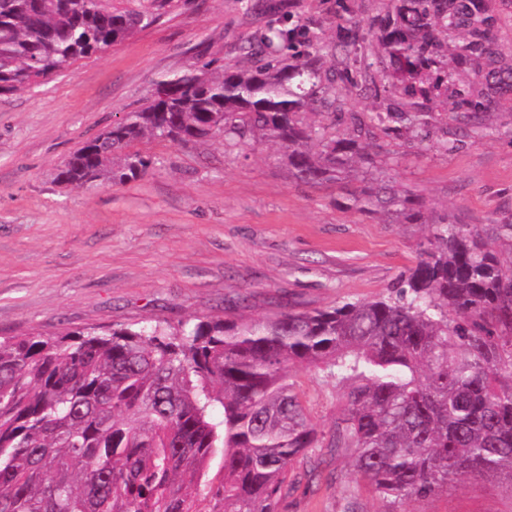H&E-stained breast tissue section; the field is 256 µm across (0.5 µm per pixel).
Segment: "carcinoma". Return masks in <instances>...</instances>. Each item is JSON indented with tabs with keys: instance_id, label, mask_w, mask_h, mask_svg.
Here are the masks:
<instances>
[{
	"instance_id": "1",
	"label": "carcinoma",
	"mask_w": 512,
	"mask_h": 512,
	"mask_svg": "<svg viewBox=\"0 0 512 512\" xmlns=\"http://www.w3.org/2000/svg\"><path fill=\"white\" fill-rule=\"evenodd\" d=\"M173 0H0V95L131 38ZM372 20L408 100L387 116L416 126L455 98L468 122L512 112V58L495 42L497 0H389ZM306 25L270 27L246 61L167 80L112 130L78 148L67 184L125 183L150 160L126 148L148 138L190 142L260 134L285 150L300 182H336L374 155L369 129L325 138L299 115L342 111L344 61ZM356 208L410 223L419 212L394 187L351 194ZM304 364L334 384L328 444L291 381ZM220 407L223 419L213 418ZM348 451L356 478L394 505L465 480L512 488V266L468 224H433L420 260L389 294L263 319L204 317L60 335L0 338V512H201L202 478L223 452L224 486L207 512H280L322 448Z\"/></svg>"
}]
</instances>
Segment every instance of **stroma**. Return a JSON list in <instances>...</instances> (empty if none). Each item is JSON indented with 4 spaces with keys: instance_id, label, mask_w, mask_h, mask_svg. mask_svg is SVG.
<instances>
[{
    "instance_id": "35a3bbf8",
    "label": "stroma",
    "mask_w": 512,
    "mask_h": 512,
    "mask_svg": "<svg viewBox=\"0 0 512 512\" xmlns=\"http://www.w3.org/2000/svg\"><path fill=\"white\" fill-rule=\"evenodd\" d=\"M387 10V0H174L130 39L0 96V337L256 319L371 300L415 266L430 223L448 218L485 229L512 214V112L494 108L464 133L454 112L400 133L374 126L376 168H349L337 184L296 181L283 150L263 137L234 145L219 135L132 143L150 166L127 183L58 181L71 153L139 108L159 81L240 63L243 47L285 17L329 42L346 22L359 25L348 70L375 73L380 91L337 85L344 110L328 134L343 136L349 115L371 116L401 100L367 25ZM452 137L455 148L441 151L439 142ZM380 181L414 195L422 222L348 208L350 192ZM292 376L313 422L329 431L333 384L303 365ZM391 510L353 480L347 453L282 505V512ZM405 510L512 512V488L468 481Z\"/></svg>"
}]
</instances>
